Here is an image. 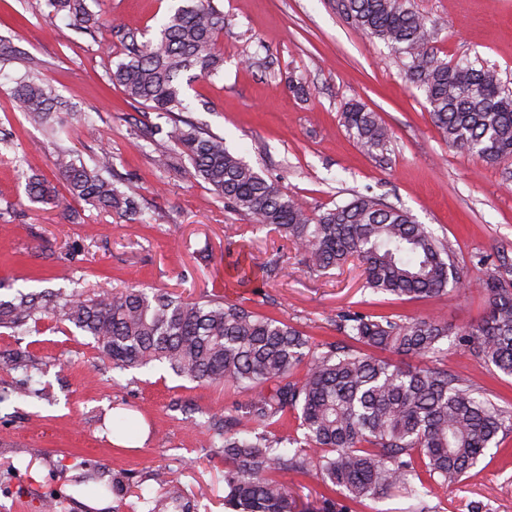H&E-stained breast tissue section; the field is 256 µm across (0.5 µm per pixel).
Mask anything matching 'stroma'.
Wrapping results in <instances>:
<instances>
[{
    "label": "stroma",
    "instance_id": "35a3bbf8",
    "mask_svg": "<svg viewBox=\"0 0 512 512\" xmlns=\"http://www.w3.org/2000/svg\"><path fill=\"white\" fill-rule=\"evenodd\" d=\"M435 28L432 45L452 61L480 59L512 88V0H414ZM338 0H214L224 13L218 75L185 90L186 121L223 137L227 147L276 180L310 212L368 195L411 211L447 239L460 285L429 300H399L364 286L362 268L309 270L300 250L276 233L253 230L191 174L188 160L170 152L166 164L143 148L135 125L169 119L142 113L109 86L106 73L125 58L107 32L78 30L64 17L48 18L43 0H0V43L17 59L0 71V281L27 279L28 289L154 286L197 298L220 294L286 320L316 341H338L334 317L373 311L400 319L443 316L449 325L476 324L485 304L481 286L494 270L496 249L512 245V167L490 165L448 147L430 107L406 77L398 53L370 42L347 22ZM179 0H91L92 12L119 19L155 38ZM38 62L56 93L89 116L94 131L74 123L64 140L75 157L93 163L112 152L114 180L143 205L147 223L134 224L80 203L74 214L30 201L26 185L37 174L55 187V146L41 126L14 109L11 89ZM310 89L302 96L289 82ZM358 99L392 131L383 155L361 151L344 127L346 102ZM248 242L257 261L276 260L267 283L237 286L224 271V252ZM16 350L29 351L32 372L15 368ZM449 370L482 383L497 402L512 401V377L466 349L449 348ZM31 377L52 401L36 397L0 405V512H129L136 496L158 498L152 475L165 469L183 489L190 512H224V460L200 445L198 426L211 415L232 416L243 401L233 388L199 385L165 367L113 370L90 337L43 320L17 335L0 328V388ZM131 418L134 432L112 427ZM85 468L105 479L127 476L134 488L125 505L98 486L81 485ZM440 512H470L475 500L491 512H512V434L472 468L460 485L437 491Z\"/></svg>",
    "mask_w": 512,
    "mask_h": 512
}]
</instances>
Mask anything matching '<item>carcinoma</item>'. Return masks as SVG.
I'll return each mask as SVG.
<instances>
[{"label": "carcinoma", "mask_w": 512, "mask_h": 512, "mask_svg": "<svg viewBox=\"0 0 512 512\" xmlns=\"http://www.w3.org/2000/svg\"><path fill=\"white\" fill-rule=\"evenodd\" d=\"M48 14H65L85 32L99 25L86 0H44ZM341 13L365 38L404 59L406 76L423 91L432 122L448 146L489 164L512 162V91L496 69L480 59L450 63L431 42V21L411 0H340ZM126 58L108 73L127 98L171 117L166 138L148 142L167 159L174 146L194 175L214 194L297 246L316 271L361 263L365 287L397 298L424 299L458 284L448 241L407 210L365 195L311 214L278 181L231 152L224 139L201 131L178 113L189 111L182 78L218 73L217 48L224 14L213 0H181L159 35L138 41V31L108 23ZM15 108L47 129L51 139L68 133L74 113L37 66L15 81ZM344 126L367 154L387 150L391 131L378 113L353 100ZM55 167L68 196L59 197L41 178H28L31 201L69 210L84 202L119 218L147 223L136 197L112 181V156L87 166L58 148ZM238 254L232 268L240 283L277 277L278 262ZM487 307L481 320L454 330L443 319L403 322L392 315L341 312L336 327L346 342L315 345L281 319L262 315L224 296L183 298L158 288L23 291L0 298V328L20 334L46 318L68 323L93 339L112 368L127 371L165 364L192 383H228L247 396L239 418L214 415L209 447L224 458L225 512H295L296 492L284 477L304 475L313 465L324 492L322 512H346L336 495L354 504L404 490L413 512H439L433 488L457 485L512 431V408L486 389L448 369L444 345H464L473 356L512 376V257L498 254L495 274L483 282ZM389 351L397 363L361 347ZM48 394L26 381L0 392L11 398ZM163 499H142L146 512H166L181 490L164 475Z\"/></svg>", "instance_id": "obj_1"}]
</instances>
